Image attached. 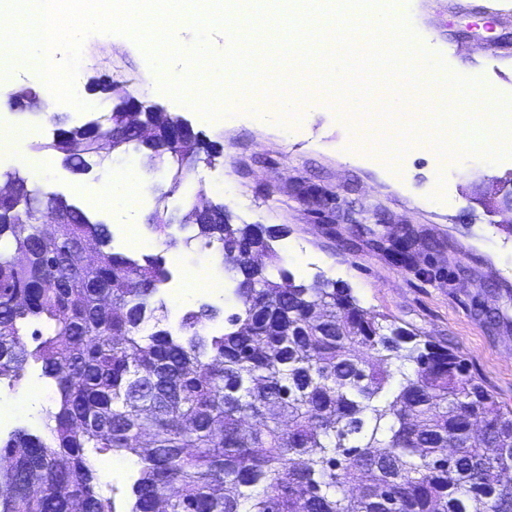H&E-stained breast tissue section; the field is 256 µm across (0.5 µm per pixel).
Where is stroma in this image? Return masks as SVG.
<instances>
[{"mask_svg": "<svg viewBox=\"0 0 512 512\" xmlns=\"http://www.w3.org/2000/svg\"><path fill=\"white\" fill-rule=\"evenodd\" d=\"M392 10L405 18L417 48L444 56L449 74L477 80L481 96L512 99V0H393ZM82 47L78 105L50 99L42 115L28 106L11 109L13 91L49 92L32 65L0 89V124L27 122L38 141H50L51 114L80 126L111 111L112 100L86 90L90 79L107 76L116 93L187 120L205 142L221 149L212 163H189V175L178 186L175 165L146 168L144 149L134 142L86 172L54 157L34 178L43 191L65 196L91 221L114 230L121 220L105 206L102 187L127 169H140L152 190L136 202L133 236L152 241L156 254L167 240H176L182 263L171 268L173 279L195 276L225 284L221 295L196 293L187 302L161 284L150 304H165L166 327L176 328L186 310L211 306L219 313L213 322L219 329L222 314L237 304L239 278L223 269L221 243L195 238L184 221L194 205L221 203L232 223L274 232L279 266L295 283L345 284L364 309L453 349L499 404L512 409V235L504 230L512 214L486 204L512 172V150L492 157L461 145L445 158L410 147L382 165L354 139L349 102L338 100L331 86L319 85L314 69L274 67L283 78L318 85L312 110L263 121L238 100L210 120L161 89L149 48L131 37L98 32ZM161 206L178 224L159 235L149 222ZM403 243L408 258L402 262L394 247Z\"/></svg>", "mask_w": 512, "mask_h": 512, "instance_id": "obj_1", "label": "stroma"}]
</instances>
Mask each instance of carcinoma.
<instances>
[{
  "label": "carcinoma",
  "instance_id": "1",
  "mask_svg": "<svg viewBox=\"0 0 512 512\" xmlns=\"http://www.w3.org/2000/svg\"><path fill=\"white\" fill-rule=\"evenodd\" d=\"M112 125L60 129L32 148L75 168ZM175 142L146 163H177ZM0 199V372L29 361L55 380L49 437L18 430L0 445V512H114L88 453L140 465L130 512H512V410L446 347L361 307L351 290L270 269L258 224L224 205L197 236L222 243L241 276L223 331L216 310L183 314L175 336L143 324L169 279L162 256L140 264L104 250L108 225L7 174ZM57 213L50 239L37 215ZM37 345L27 347L26 336Z\"/></svg>",
  "mask_w": 512,
  "mask_h": 512
}]
</instances>
